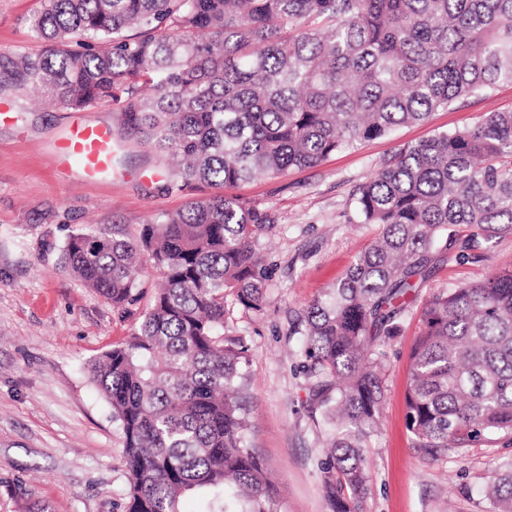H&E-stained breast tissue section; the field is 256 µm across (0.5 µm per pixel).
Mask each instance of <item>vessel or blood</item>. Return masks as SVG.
<instances>
[{
	"label": "vessel or blood",
	"instance_id": "b4317fda",
	"mask_svg": "<svg viewBox=\"0 0 512 512\" xmlns=\"http://www.w3.org/2000/svg\"><path fill=\"white\" fill-rule=\"evenodd\" d=\"M112 131L102 124L77 123L70 127L54 149V161L61 169H76L85 181H98L111 172Z\"/></svg>",
	"mask_w": 512,
	"mask_h": 512
}]
</instances>
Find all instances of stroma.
<instances>
[{
	"label": "stroma",
	"mask_w": 512,
	"mask_h": 512,
	"mask_svg": "<svg viewBox=\"0 0 512 512\" xmlns=\"http://www.w3.org/2000/svg\"><path fill=\"white\" fill-rule=\"evenodd\" d=\"M40 7L41 0H0V52L43 50L29 23ZM0 105V512H37L41 505L48 512H126L122 434L88 366L126 342L153 303L159 273L144 261L136 301L116 310L65 265L64 248L70 236L91 227L108 234L119 223L138 236L159 214L213 190L202 183L168 190L167 157L127 126L121 104L73 111L41 103L32 89L10 88ZM511 108L512 84H502L316 166L225 188V195L266 207L275 225L260 246L269 269L261 308L227 295L224 341L245 350V435L279 492L280 512H332L322 473L332 427L309 390L302 338L293 326L379 232L378 225L360 223L355 188L403 144ZM85 121L110 125L114 136L112 173L95 183L57 171L52 160L66 130ZM504 270H512V235L478 241L466 260L457 248L444 251L402 335L383 349L386 400L364 443L369 481L362 512H492L483 490L512 445L432 458L407 428L405 392L426 299Z\"/></svg>",
	"instance_id": "1"
}]
</instances>
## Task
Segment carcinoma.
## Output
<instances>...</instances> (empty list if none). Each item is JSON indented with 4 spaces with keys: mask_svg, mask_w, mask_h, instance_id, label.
<instances>
[{
    "mask_svg": "<svg viewBox=\"0 0 512 512\" xmlns=\"http://www.w3.org/2000/svg\"><path fill=\"white\" fill-rule=\"evenodd\" d=\"M30 25L45 50L0 53V89L32 85L71 110L123 103L152 149L184 160L171 187L278 178L512 83V0H43ZM354 196L381 232L298 329L335 427L323 466L335 512H358L385 397L375 355L401 334L440 243L464 253L512 235V110L401 146ZM272 230L265 207L217 194L135 239L70 237L67 263L116 309L134 301L141 255L161 275L127 342L90 369L123 436L128 512H182L192 493L208 512H279L245 442L241 355L224 345L226 292L260 310ZM406 406L431 457L512 443V271L426 302ZM485 496L512 512V457Z\"/></svg>",
    "mask_w": 512,
    "mask_h": 512,
    "instance_id": "carcinoma-1",
    "label": "carcinoma"
}]
</instances>
